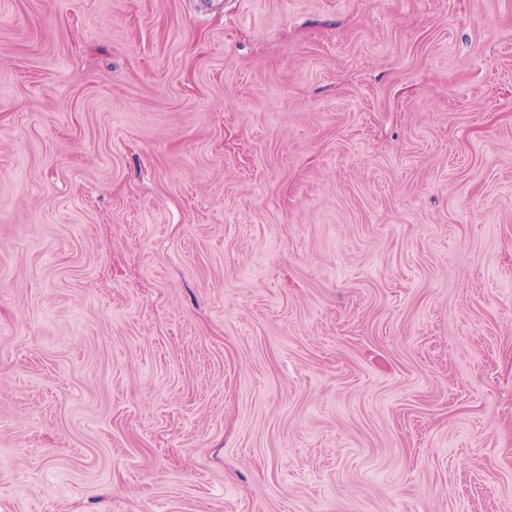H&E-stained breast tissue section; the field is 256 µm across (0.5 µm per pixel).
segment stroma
<instances>
[{"instance_id":"stroma-1","label":"stroma","mask_w":512,"mask_h":512,"mask_svg":"<svg viewBox=\"0 0 512 512\" xmlns=\"http://www.w3.org/2000/svg\"><path fill=\"white\" fill-rule=\"evenodd\" d=\"M0 512H512V0H0Z\"/></svg>"}]
</instances>
